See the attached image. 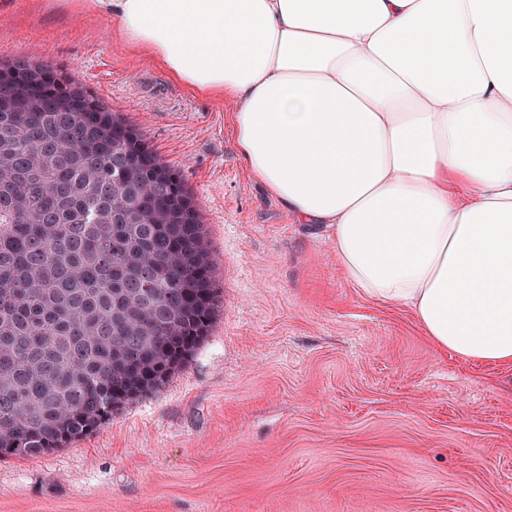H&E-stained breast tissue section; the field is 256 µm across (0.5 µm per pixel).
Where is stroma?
Segmentation results:
<instances>
[{
	"label": "stroma",
	"instance_id": "obj_1",
	"mask_svg": "<svg viewBox=\"0 0 512 512\" xmlns=\"http://www.w3.org/2000/svg\"><path fill=\"white\" fill-rule=\"evenodd\" d=\"M0 58L83 82L182 174L221 284L190 363L98 433L0 460V512H512V365L440 353L238 158L224 106L109 21L12 0Z\"/></svg>",
	"mask_w": 512,
	"mask_h": 512
}]
</instances>
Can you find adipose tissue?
<instances>
[{
  "instance_id": "adipose-tissue-1",
  "label": "adipose tissue",
  "mask_w": 512,
  "mask_h": 512,
  "mask_svg": "<svg viewBox=\"0 0 512 512\" xmlns=\"http://www.w3.org/2000/svg\"><path fill=\"white\" fill-rule=\"evenodd\" d=\"M224 103L249 175L441 351L512 364V0H41Z\"/></svg>"
}]
</instances>
